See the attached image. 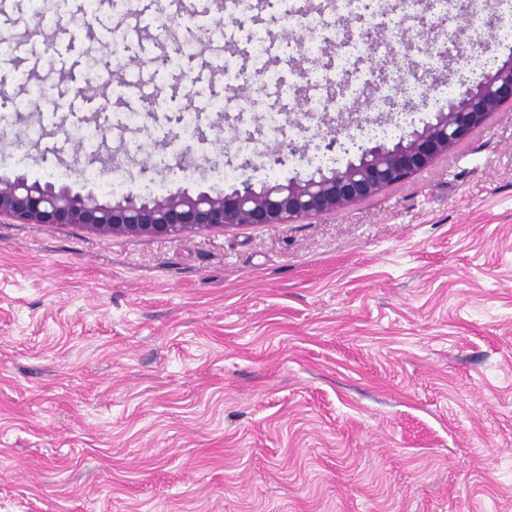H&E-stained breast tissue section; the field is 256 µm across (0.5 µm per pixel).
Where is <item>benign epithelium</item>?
Wrapping results in <instances>:
<instances>
[{
    "mask_svg": "<svg viewBox=\"0 0 512 512\" xmlns=\"http://www.w3.org/2000/svg\"><path fill=\"white\" fill-rule=\"evenodd\" d=\"M512 105V57L484 70L477 79L449 86L434 120L411 130L386 129L356 146L339 142L343 129L321 136L326 153L343 148L349 159L342 166L319 165L282 182L266 177L255 188L249 172L257 165L242 159L239 185L211 195L179 188L151 198L131 189L115 203H102L93 193H74L50 182L18 177L0 182V217L21 224H79L105 235L180 237L202 227L228 228L243 224H286L333 212L374 197L387 188L429 169L480 128L488 117ZM358 153L351 154L352 147Z\"/></svg>",
    "mask_w": 512,
    "mask_h": 512,
    "instance_id": "7a95c632",
    "label": "benign epithelium"
}]
</instances>
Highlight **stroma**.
<instances>
[{"instance_id":"1","label":"stroma","mask_w":512,"mask_h":512,"mask_svg":"<svg viewBox=\"0 0 512 512\" xmlns=\"http://www.w3.org/2000/svg\"><path fill=\"white\" fill-rule=\"evenodd\" d=\"M499 0H455L447 58L512 56ZM168 7L171 37L119 34L109 0L82 24L50 20L42 69L0 85V181L24 175L114 202L154 182L220 193L248 147L313 155L328 97L299 76L306 35L268 7V66L289 97L252 78L200 77L206 32ZM437 33L360 11L353 35ZM147 64L164 105L108 83ZM38 90L64 102L40 124ZM201 112L192 131L186 114ZM282 132L273 135L269 118ZM0 512H512V106L428 170L346 208L288 224L184 237L103 235L0 219Z\"/></svg>"}]
</instances>
